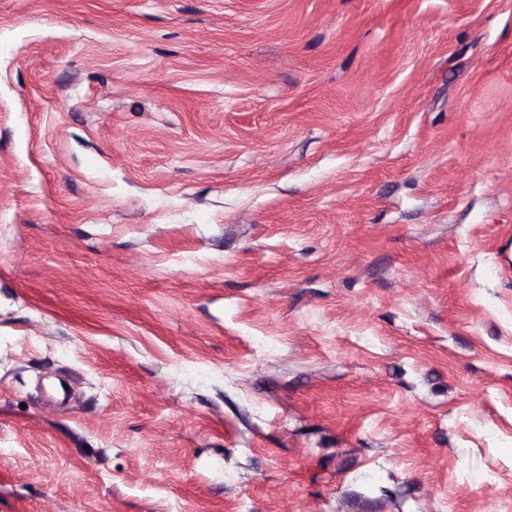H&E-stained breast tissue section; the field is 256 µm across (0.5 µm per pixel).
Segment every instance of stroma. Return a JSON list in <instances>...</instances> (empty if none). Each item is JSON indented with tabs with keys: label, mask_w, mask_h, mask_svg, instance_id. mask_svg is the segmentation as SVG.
I'll use <instances>...</instances> for the list:
<instances>
[{
	"label": "stroma",
	"mask_w": 512,
	"mask_h": 512,
	"mask_svg": "<svg viewBox=\"0 0 512 512\" xmlns=\"http://www.w3.org/2000/svg\"><path fill=\"white\" fill-rule=\"evenodd\" d=\"M0 512H512V0H0Z\"/></svg>",
	"instance_id": "stroma-1"
}]
</instances>
